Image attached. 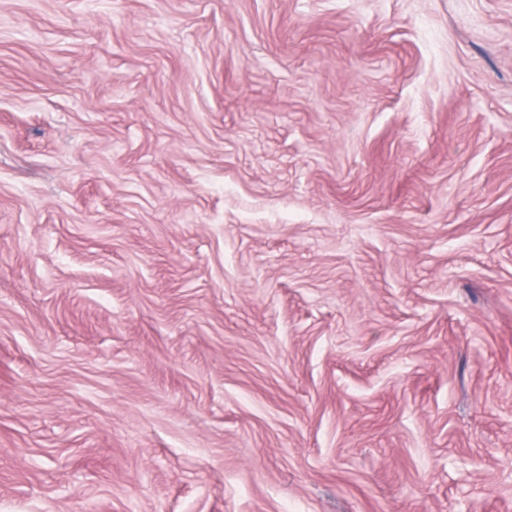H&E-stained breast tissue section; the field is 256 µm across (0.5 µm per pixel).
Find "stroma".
<instances>
[{"mask_svg":"<svg viewBox=\"0 0 512 512\" xmlns=\"http://www.w3.org/2000/svg\"><path fill=\"white\" fill-rule=\"evenodd\" d=\"M0 512H512V0H0Z\"/></svg>","mask_w":512,"mask_h":512,"instance_id":"1","label":"stroma"}]
</instances>
